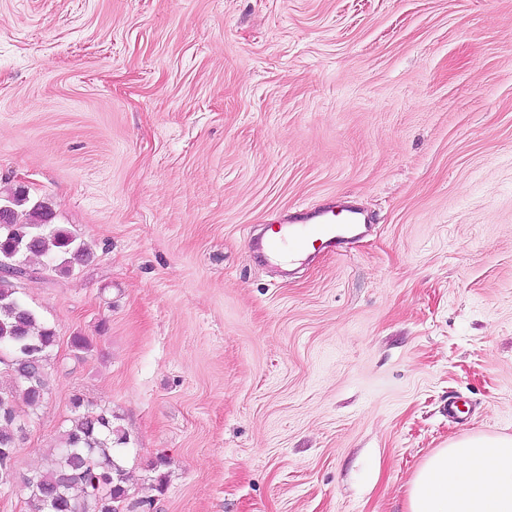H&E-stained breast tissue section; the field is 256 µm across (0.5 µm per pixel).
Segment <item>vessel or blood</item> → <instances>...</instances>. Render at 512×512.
Returning a JSON list of instances; mask_svg holds the SVG:
<instances>
[{
	"mask_svg": "<svg viewBox=\"0 0 512 512\" xmlns=\"http://www.w3.org/2000/svg\"><path fill=\"white\" fill-rule=\"evenodd\" d=\"M366 230L356 210H346L344 219L340 220L331 209H303L288 224L270 230L267 236L249 238L248 247L253 253L282 259L301 249L306 238L313 237L331 252L343 256Z\"/></svg>",
	"mask_w": 512,
	"mask_h": 512,
	"instance_id": "1",
	"label": "vessel or blood"
}]
</instances>
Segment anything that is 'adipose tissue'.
<instances>
[{
  "label": "adipose tissue",
  "mask_w": 512,
  "mask_h": 512,
  "mask_svg": "<svg viewBox=\"0 0 512 512\" xmlns=\"http://www.w3.org/2000/svg\"><path fill=\"white\" fill-rule=\"evenodd\" d=\"M407 512H512V436L475 434L437 449L410 483Z\"/></svg>",
  "instance_id": "adipose-tissue-1"
}]
</instances>
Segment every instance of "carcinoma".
I'll return each mask as SVG.
<instances>
[{
  "instance_id": "obj_1",
  "label": "carcinoma",
  "mask_w": 512,
  "mask_h": 512,
  "mask_svg": "<svg viewBox=\"0 0 512 512\" xmlns=\"http://www.w3.org/2000/svg\"><path fill=\"white\" fill-rule=\"evenodd\" d=\"M0 222V259L35 273L32 260L63 273L89 257L85 243L53 223L55 212L44 200H32L19 189L4 198ZM27 206L25 220L18 208ZM56 331L20 296L14 280L0 277V369L13 385L0 389V448L17 449L19 430L12 428L23 409L35 410L50 389V360ZM71 425L47 465L22 478L29 512H127L124 458L129 435L109 406H93L83 397L71 399Z\"/></svg>"
}]
</instances>
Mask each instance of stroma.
Wrapping results in <instances>:
<instances>
[{"label":"stroma","mask_w":512,"mask_h":512,"mask_svg":"<svg viewBox=\"0 0 512 512\" xmlns=\"http://www.w3.org/2000/svg\"><path fill=\"white\" fill-rule=\"evenodd\" d=\"M18 186L93 256L20 285L57 344L0 512L76 395L150 512H406L435 449L512 435V0H0ZM348 205V255L247 247Z\"/></svg>","instance_id":"obj_1"}]
</instances>
